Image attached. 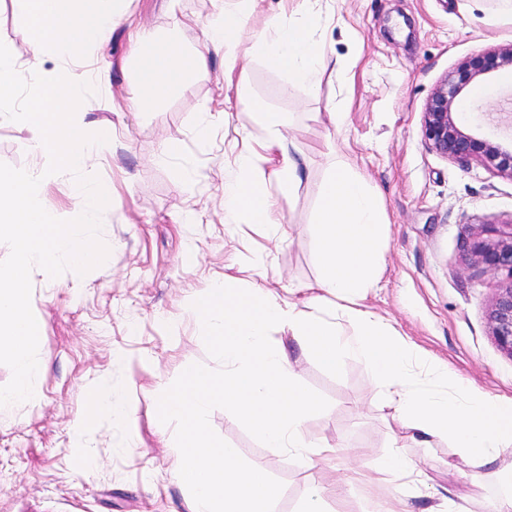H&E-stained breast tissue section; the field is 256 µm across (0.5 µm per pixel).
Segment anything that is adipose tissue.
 I'll list each match as a JSON object with an SVG mask.
<instances>
[{
    "label": "adipose tissue",
    "instance_id": "1",
    "mask_svg": "<svg viewBox=\"0 0 512 512\" xmlns=\"http://www.w3.org/2000/svg\"><path fill=\"white\" fill-rule=\"evenodd\" d=\"M211 2L215 12L208 22L209 39L224 45V83L229 86L241 59L245 0ZM295 2L289 14L256 32L254 41L268 68L286 75L290 85L311 91L326 68L327 48L316 36L320 23L313 0ZM136 41L153 44L138 57L136 111H149L207 65L205 54L187 52L175 37L150 40L140 32ZM255 111L262 136L244 137L233 165L224 170V217L264 226L275 223L280 195L298 188L301 160L286 136L285 117L260 105ZM272 154L278 166L271 187L263 166ZM385 224L365 180L349 164L336 163L317 208V294L300 305L256 287L234 300L215 282L189 304L188 316L208 327L224 370L217 375L196 368L184 374L178 388L158 392L160 419L179 433L170 474L186 491L185 512H272L277 495L264 463L243 462L236 449L208 438L204 415L213 402H223L267 447L286 456L336 460V444L310 437L305 428L310 417L323 412V403L308 391L286 348L266 344L274 324L287 327L301 353L326 368L341 369L351 359L375 375V400L395 407L411 438L426 446L439 437L458 448L497 488L489 512H512V465L499 463L512 449V398L476 391L364 303ZM356 480L391 491L386 499H366L363 512H406L407 498L426 483L422 471L397 449L372 460Z\"/></svg>",
    "mask_w": 512,
    "mask_h": 512
}]
</instances>
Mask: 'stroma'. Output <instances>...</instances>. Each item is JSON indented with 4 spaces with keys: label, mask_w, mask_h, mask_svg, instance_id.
I'll return each mask as SVG.
<instances>
[{
    "label": "stroma",
    "mask_w": 512,
    "mask_h": 512,
    "mask_svg": "<svg viewBox=\"0 0 512 512\" xmlns=\"http://www.w3.org/2000/svg\"><path fill=\"white\" fill-rule=\"evenodd\" d=\"M316 8L329 55L319 92L297 86L283 94V76L254 52L242 98L229 111L224 48L209 44L205 30L210 0H128L131 28L174 32L187 49L210 51L208 69L190 74L150 111L126 108L137 81L130 28L90 49L87 67H106L107 76L93 79L84 119L117 129L112 156L84 169L112 187L100 231L109 255L82 276L32 271L31 307L42 325L40 398L0 411V512H183L185 491L169 476L177 436L158 417L156 388L176 385L188 367L223 370L206 329L185 317V307L223 278L234 292L261 284L307 298L319 275L320 188L339 159L376 189L389 221L366 306L478 391L512 396V357L488 324L508 279L470 266L464 252L478 225L512 222V179L440 156L421 132L439 81L471 55L512 43V20L502 21L499 0H318ZM479 84L485 95L461 113L463 128L512 142V72L489 73ZM253 100L289 116L287 133L304 162L296 193L279 203V223L264 228L224 221L220 168L242 137L262 134ZM336 105L348 114L340 129L330 119ZM205 123L211 130L202 142L196 130ZM37 133L0 117V162L46 169L47 155L27 150ZM171 144L177 154L159 161ZM297 366L325 406L307 421L310 435L376 456L396 443L428 473L429 489L408 498V512H437L445 494L467 512H485L470 494L482 472L460 462L447 441L423 448L408 439L394 409L374 401L377 383L358 363L329 373L302 356ZM106 385L124 402L134 431L102 413L88 425L85 449L73 448L76 417ZM204 422L213 441L267 463L278 489L274 512H297L319 469L265 447L223 403H213Z\"/></svg>",
    "instance_id": "1"
}]
</instances>
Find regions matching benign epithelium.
I'll use <instances>...</instances> for the list:
<instances>
[{
  "label": "benign epithelium",
  "instance_id": "1",
  "mask_svg": "<svg viewBox=\"0 0 512 512\" xmlns=\"http://www.w3.org/2000/svg\"><path fill=\"white\" fill-rule=\"evenodd\" d=\"M500 67L512 68V44L463 61L439 82L428 99L421 131L425 142L439 155L459 162L474 160L512 179V144L505 146L466 132L455 113V101L462 91L478 77ZM468 252L474 264L511 279L491 303L489 328L500 349L512 357V231L483 224L469 242Z\"/></svg>",
  "mask_w": 512,
  "mask_h": 512
}]
</instances>
